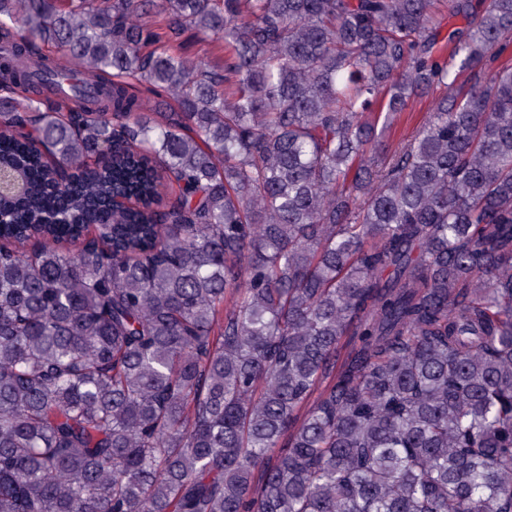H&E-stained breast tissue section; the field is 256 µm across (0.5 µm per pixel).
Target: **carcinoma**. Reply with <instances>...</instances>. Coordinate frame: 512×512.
<instances>
[{
    "label": "carcinoma",
    "instance_id": "cac0c4a2",
    "mask_svg": "<svg viewBox=\"0 0 512 512\" xmlns=\"http://www.w3.org/2000/svg\"><path fill=\"white\" fill-rule=\"evenodd\" d=\"M0 43V512H512V0H0ZM430 101L431 97L415 98L410 101L407 112L405 113L411 112L413 116L412 118H410V116L407 118L406 115L398 125L387 132L386 139L390 144L395 145L400 139L410 135L415 124L419 122L424 113L427 112Z\"/></svg>",
    "mask_w": 512,
    "mask_h": 512
}]
</instances>
